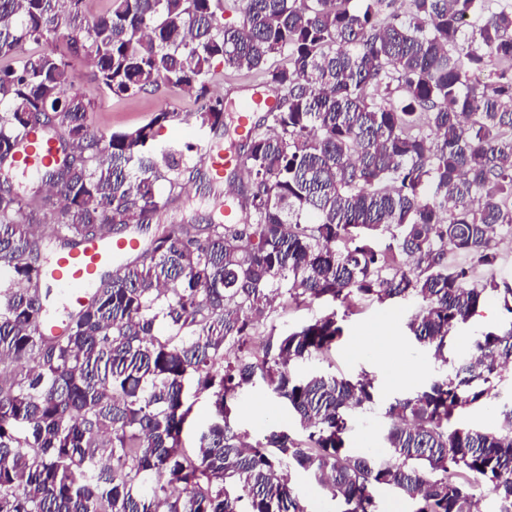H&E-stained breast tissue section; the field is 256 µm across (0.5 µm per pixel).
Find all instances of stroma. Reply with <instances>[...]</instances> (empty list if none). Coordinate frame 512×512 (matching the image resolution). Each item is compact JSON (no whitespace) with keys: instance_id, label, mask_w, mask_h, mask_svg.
Here are the masks:
<instances>
[{"instance_id":"1","label":"stroma","mask_w":512,"mask_h":512,"mask_svg":"<svg viewBox=\"0 0 512 512\" xmlns=\"http://www.w3.org/2000/svg\"><path fill=\"white\" fill-rule=\"evenodd\" d=\"M70 71L76 89L91 104L89 116L92 124L103 131L136 128L148 122L164 106L179 112H191L196 108L194 97L166 88L122 100L111 98L99 88L93 68L81 57L73 59ZM205 140V135L191 124L176 123L163 130L160 148L181 150L185 145H195L190 163L196 171L193 180L179 195H170L167 184H158V193L169 196L170 202L147 229L140 231L141 242H149L162 227L208 219L223 203V193L211 186L208 171L201 160L199 147ZM419 307L420 302L415 298L392 299L382 303L368 299L358 302L344 321L345 336L336 350L326 357L299 360L289 365L291 373L296 376L319 371L339 376L365 373L373 379L377 391L376 402L352 414L346 443L352 452L366 455L376 464L384 461L388 454L385 443L389 426L385 415L388 404L396 397L425 387L441 373H455L469 357L475 336L512 323L495 300H487L467 325L453 332L448 341L447 359L441 362L416 342L407 329L409 320ZM373 328L397 336L399 352L393 365H385L368 353L355 352V345L361 343L366 332ZM394 365L412 369L411 381L392 383L390 368ZM240 401L243 408L236 411L231 421L234 429L248 433L254 439L262 438L273 428L286 430L294 438H303L304 433L295 416L289 414L287 404L274 398L262 380H255L252 386L245 388ZM511 403L512 365L504 371L502 381L492 390L488 402L467 407L457 422L475 428H496L501 421L498 408Z\"/></svg>"}]
</instances>
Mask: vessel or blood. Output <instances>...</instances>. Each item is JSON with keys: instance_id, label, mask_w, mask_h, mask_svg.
<instances>
[{"instance_id": "1", "label": "vessel or blood", "mask_w": 512, "mask_h": 512, "mask_svg": "<svg viewBox=\"0 0 512 512\" xmlns=\"http://www.w3.org/2000/svg\"><path fill=\"white\" fill-rule=\"evenodd\" d=\"M235 101L238 126L244 129L255 126L257 114L270 110L277 98L263 90L237 95ZM55 157L54 140L31 135L20 143L12 167L21 175H34L49 166ZM202 158L212 183L217 187L223 186L225 180L233 179L241 167L239 154L231 149H223L216 140L207 142ZM138 246V240L133 237L104 236L87 241L76 250L56 254L50 262L48 273L62 288L61 300L66 308L75 311L85 307L104 268Z\"/></svg>"}]
</instances>
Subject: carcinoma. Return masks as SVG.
<instances>
[{
	"instance_id": "obj_1",
	"label": "carcinoma",
	"mask_w": 512,
	"mask_h": 512,
	"mask_svg": "<svg viewBox=\"0 0 512 512\" xmlns=\"http://www.w3.org/2000/svg\"><path fill=\"white\" fill-rule=\"evenodd\" d=\"M394 2L109 0L90 21L84 0H0L3 172L30 134L71 151L27 196L0 189V365H19L0 374V512H308L287 469L313 474L340 512H379L377 486L411 512H477L459 471L512 512V408L494 431L456 423L512 362V322L475 337L465 376L388 406L378 465L344 438L350 414L374 402L372 379L289 371L336 348V310L270 328L260 359L224 360L225 346L252 343L282 281L296 306L421 300L408 330L443 363L448 336L486 300L512 316V277L472 279L512 234V0H409L403 17ZM228 11L239 21L224 22ZM79 56L110 96L164 85L200 105L99 131L70 80ZM217 62L261 71L280 95L243 145L245 221L162 231L45 333L41 230L27 210L44 190L62 198L61 250L94 229L150 225L167 204L156 185L180 188L190 169L185 152L155 153L161 130L224 126ZM489 65L495 79L473 78ZM257 375L305 439L271 430L252 443L231 426ZM192 389L210 394L213 419L190 456Z\"/></svg>"
}]
</instances>
